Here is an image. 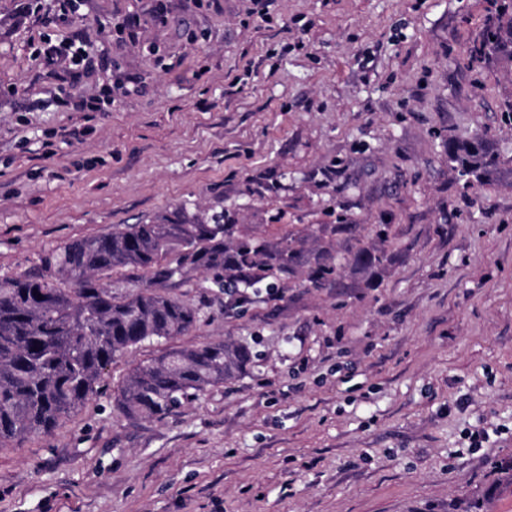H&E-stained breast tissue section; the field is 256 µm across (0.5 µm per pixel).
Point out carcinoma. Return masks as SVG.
I'll return each mask as SVG.
<instances>
[{"label":"carcinoma","instance_id":"cac0c4a2","mask_svg":"<svg viewBox=\"0 0 512 512\" xmlns=\"http://www.w3.org/2000/svg\"><path fill=\"white\" fill-rule=\"evenodd\" d=\"M512 62V9L503 4L471 58ZM448 163L464 185L491 180L500 155L485 135L448 138ZM392 258L384 248H362L354 261L365 270ZM301 253L288 236L275 242L237 235L234 224L207 222L116 224L112 232L68 242L42 258L38 273L0 278V447H20L48 436L95 396L116 356L146 341L188 334L199 309L159 284L201 269L212 285L238 295L267 278L288 279ZM137 269L154 287L124 296L112 291L115 273ZM337 276L330 252L314 255L309 281ZM253 361L249 346L219 340L173 348L135 365L114 397L127 419H158L224 384Z\"/></svg>","mask_w":512,"mask_h":512}]
</instances>
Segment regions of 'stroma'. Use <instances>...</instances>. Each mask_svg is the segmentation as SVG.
<instances>
[{"mask_svg": "<svg viewBox=\"0 0 512 512\" xmlns=\"http://www.w3.org/2000/svg\"><path fill=\"white\" fill-rule=\"evenodd\" d=\"M249 5L0 0V276L197 213L338 271L244 302L199 270L165 282L196 326L0 447V512H512V62L468 58L490 0H276L268 23ZM44 38L86 41L91 67L53 72ZM478 133L503 171L466 188L448 140ZM227 337L258 353L236 378L163 420L114 411L135 364ZM392 258V252L389 248H383L378 252H372L367 248L359 249L354 254V261L365 270H372L385 262L390 261ZM313 265L309 273V281L315 285L332 282L337 276L336 263L329 251H319L314 255Z\"/></svg>", "mask_w": 512, "mask_h": 512, "instance_id": "1", "label": "stroma"}]
</instances>
